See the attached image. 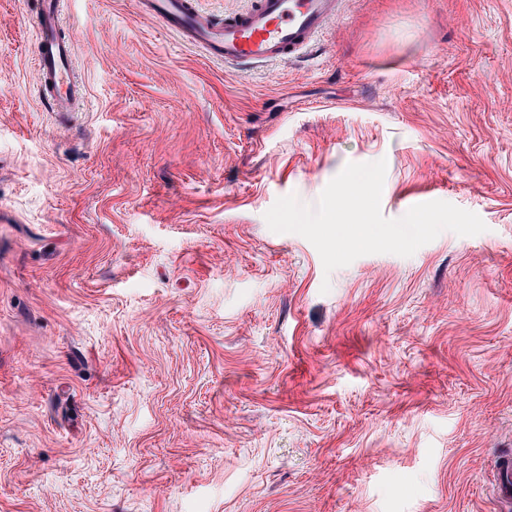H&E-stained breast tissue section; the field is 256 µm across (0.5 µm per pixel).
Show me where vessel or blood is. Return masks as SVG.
<instances>
[{
    "mask_svg": "<svg viewBox=\"0 0 512 512\" xmlns=\"http://www.w3.org/2000/svg\"><path fill=\"white\" fill-rule=\"evenodd\" d=\"M143 14L159 19L211 59L227 64L285 61L299 54L338 16L341 0H252L240 12L216 21L194 0H139ZM37 31L39 98L51 112L77 111L83 98L70 43L60 34V0H41ZM500 498L512 505V460L495 478Z\"/></svg>",
    "mask_w": 512,
    "mask_h": 512,
    "instance_id": "1",
    "label": "vessel or blood"
}]
</instances>
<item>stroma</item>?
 Masks as SVG:
<instances>
[{
  "label": "stroma",
  "instance_id": "1",
  "mask_svg": "<svg viewBox=\"0 0 512 512\" xmlns=\"http://www.w3.org/2000/svg\"><path fill=\"white\" fill-rule=\"evenodd\" d=\"M39 2L0 0V512H500L512 0H343L232 67L138 0H64L65 118ZM381 159L386 218L429 197L486 231L328 274L268 228ZM60 0H42L34 19L39 98L49 112H77L83 98L71 44L60 35Z\"/></svg>",
  "mask_w": 512,
  "mask_h": 512
}]
</instances>
